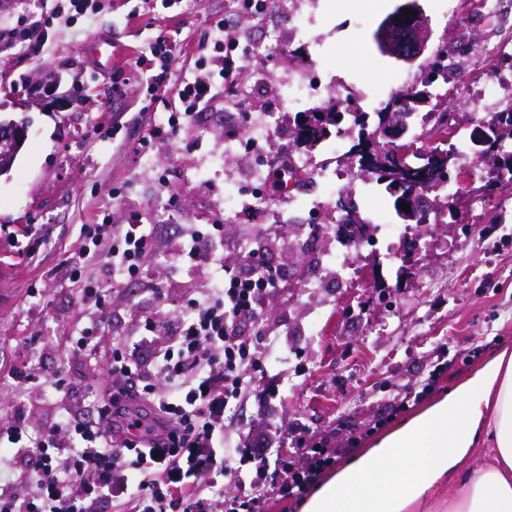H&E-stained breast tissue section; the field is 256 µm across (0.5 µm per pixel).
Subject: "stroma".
<instances>
[{"label": "stroma", "mask_w": 512, "mask_h": 512, "mask_svg": "<svg viewBox=\"0 0 512 512\" xmlns=\"http://www.w3.org/2000/svg\"><path fill=\"white\" fill-rule=\"evenodd\" d=\"M245 0H178L170 8H148L145 0H101L98 12L54 14L57 0H0V30L27 13L50 17L45 35L23 45L0 43V119L28 118V138L12 169L0 176V225L22 232L42 225L34 259L17 255L0 238V382L17 362H33L39 385L26 391L27 422L41 429L66 405L93 392L106 397L112 380L105 365L112 339L136 334L139 318L156 314L153 287L167 289L170 301L200 296L221 279L223 268L246 270L239 249L243 238L264 237L263 259L278 285L264 300L262 331L273 343L263 351L258 394L239 402L224 422V452L243 471L253 449L289 450L299 432L313 442L357 443L339 465L360 456L384 434L452 389L501 349H512V187L486 180L466 184L469 198L484 197L495 211L475 215L465 208L447 216L448 202L430 198L440 224H402L390 229L392 207L385 198L360 202L357 215L368 219L372 246L344 251L341 261H322L337 241V200L322 198L318 208L293 200L268 183L250 182L249 153L225 155V138L240 132L247 112H275L273 144H292L295 113L280 102L289 70H318L326 77L323 99L337 94L354 106L384 97L420 64L406 65L380 54L373 34L402 0H383L381 9L363 6L348 12L334 0L304 6L307 37L288 38L295 21L262 0L261 12ZM436 45L469 49V79L487 62L486 40L512 41V21L469 29L460 23L474 0H419ZM276 30L285 40L264 60L267 81L255 87L246 110L226 106L229 88L220 71L244 64L239 46L263 43ZM180 46L167 74L162 98L148 86L158 69L149 47L159 33ZM216 42H205V34ZM106 39L111 63L97 62L88 46ZM366 57L365 71L342 69L343 57ZM207 87L198 110L181 118L173 136L150 138L151 128L179 114L178 93L185 84ZM57 86L53 96L45 86ZM262 192L270 200L263 213L225 208L234 191ZM302 215V224H281L265 234L277 210ZM113 224H159L162 262L146 260L142 277L113 283L110 270L86 268L89 281L111 288L105 311L83 299L70 281L64 257H80L79 228L102 219ZM195 224L224 227V266L203 272L170 259L182 231ZM316 238L307 260L296 251L301 234ZM354 267L344 278L342 265ZM97 320L93 350L72 353L76 332ZM446 362L434 389L423 390L435 361ZM73 380L71 394L51 383L60 365Z\"/></svg>", "instance_id": "1"}]
</instances>
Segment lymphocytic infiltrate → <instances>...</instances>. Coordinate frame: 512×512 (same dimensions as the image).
Segmentation results:
<instances>
[{"label":"lymphocytic infiltrate","mask_w":512,"mask_h":512,"mask_svg":"<svg viewBox=\"0 0 512 512\" xmlns=\"http://www.w3.org/2000/svg\"><path fill=\"white\" fill-rule=\"evenodd\" d=\"M85 262H105L113 282L137 278L154 255L150 224H85ZM224 227L206 224L182 232L178 261L192 268L224 264L218 249ZM252 273L225 270L224 285L179 307L175 332L150 316L141 332L113 343L106 369L117 395H90L91 417L63 413L39 434L16 413L0 426V447L26 468L33 489L19 498L0 492V512H105L122 499L124 512H268L270 503L301 498L340 451L297 441L275 458L255 452L243 478L224 453V417L232 404L256 392L265 339L258 326L263 301L276 284L259 254ZM243 487L226 498L225 480Z\"/></svg>","instance_id":"f902f5d3"}]
</instances>
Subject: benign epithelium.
Here are the masks:
<instances>
[{
  "label": "benign epithelium",
  "instance_id": "1",
  "mask_svg": "<svg viewBox=\"0 0 512 512\" xmlns=\"http://www.w3.org/2000/svg\"><path fill=\"white\" fill-rule=\"evenodd\" d=\"M416 14H411V11ZM432 30L429 20L417 0H405L377 27L374 41L380 53L399 62L412 65L431 49ZM26 125L23 122L0 121V140L8 143L23 141Z\"/></svg>",
  "mask_w": 512,
  "mask_h": 512
}]
</instances>
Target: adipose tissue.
I'll return each instance as SVG.
<instances>
[{"mask_svg":"<svg viewBox=\"0 0 512 512\" xmlns=\"http://www.w3.org/2000/svg\"><path fill=\"white\" fill-rule=\"evenodd\" d=\"M512 512V349L399 424L303 502L301 512Z\"/></svg>","mask_w":512,"mask_h":512,"instance_id":"ef3b65f1","label":"adipose tissue"}]
</instances>
